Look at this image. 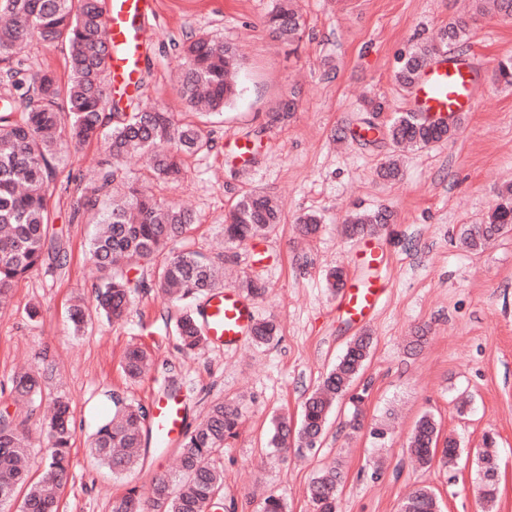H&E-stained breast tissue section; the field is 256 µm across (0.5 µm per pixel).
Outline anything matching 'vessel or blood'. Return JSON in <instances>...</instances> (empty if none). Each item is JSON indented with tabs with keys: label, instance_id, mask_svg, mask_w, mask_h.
<instances>
[{
	"label": "vessel or blood",
	"instance_id": "obj_1",
	"mask_svg": "<svg viewBox=\"0 0 512 512\" xmlns=\"http://www.w3.org/2000/svg\"><path fill=\"white\" fill-rule=\"evenodd\" d=\"M107 14V38L112 49V81L137 88L143 61V25L154 12V0H103ZM479 65L469 56L441 53L431 58L411 89L415 111L436 118L472 111L478 97ZM385 294L378 279H354L338 295L339 316L354 324L367 322ZM255 318L251 304L236 290L227 288L210 296L204 313L211 342L231 346L248 335ZM155 432L171 443L184 432L177 399L165 397L153 409Z\"/></svg>",
	"mask_w": 512,
	"mask_h": 512
}]
</instances>
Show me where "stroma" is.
<instances>
[{
	"label": "stroma",
	"mask_w": 512,
	"mask_h": 512,
	"mask_svg": "<svg viewBox=\"0 0 512 512\" xmlns=\"http://www.w3.org/2000/svg\"><path fill=\"white\" fill-rule=\"evenodd\" d=\"M474 2L295 0L304 26L288 46L264 26L275 0H157L155 17L145 24L136 103L194 120L177 97L178 46L187 33L232 43L242 57L239 98L203 119L212 149L186 158L178 184L153 188L197 218L170 250L211 255L224 214L239 195L261 189L277 196L282 224L238 249L234 267L263 277L268 292L254 300V309L257 318L274 320L279 334L266 346L212 343L184 356L172 328L178 309L152 289L137 294L123 323L95 316L73 333L67 320L72 297L93 300L99 284L87 259L93 227L73 216L79 198L73 178L93 171L106 152L97 142L70 150L50 201L67 259L46 262L19 281L9 306L0 309V411L29 429L32 460L47 446L41 426L50 399L61 393L72 402L60 512H111L131 487L147 492L154 476L175 470L177 446L159 447L152 434L142 466L129 476L113 475L88 451L98 423L112 410V392L149 407L171 381L181 388L185 427H194L214 400L240 408L238 435L217 457L224 469L222 502L231 512H260L270 493L287 502L288 512H313L307 486L330 466L342 475L338 512H399L419 485L433 489L441 512H512V231L478 253L460 242L464 225L484 223L499 191L512 184V86L494 78L498 61L512 57V19L487 7L474 11ZM461 16L469 19L465 52L479 54L483 64L477 105L459 115L454 137L422 149L396 147L384 136L368 144L355 139L364 98L384 102L382 126L412 110L407 90L395 80L401 56ZM291 97L294 112L272 121L274 108ZM238 139L248 141L247 155L236 150ZM390 158L398 159L402 175L387 182L376 170ZM378 207L393 211L394 222L373 239L383 262L372 270L358 253L360 241L340 229L351 211ZM310 210L322 214L324 224L303 241L295 219ZM334 266L347 278L375 275L387 286L364 327L337 317V297L325 279ZM362 330L373 338L370 360L353 387L363 393L362 403L337 402L313 451L269 448L273 418H299L308 393ZM132 344L154 360L152 371L136 381L122 370ZM43 355L54 367L53 380L41 397L17 404L14 375ZM426 412L441 433L460 441L456 464L417 469L408 461L403 444ZM355 415L362 423L356 432L349 427ZM381 423L390 430L383 443L370 435ZM488 433L497 440L499 463L498 498L489 511L474 473Z\"/></svg>",
	"instance_id": "35a3bbf8"
}]
</instances>
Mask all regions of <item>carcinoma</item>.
Masks as SVG:
<instances>
[{"instance_id":"carcinoma-1","label":"carcinoma","mask_w":512,"mask_h":512,"mask_svg":"<svg viewBox=\"0 0 512 512\" xmlns=\"http://www.w3.org/2000/svg\"><path fill=\"white\" fill-rule=\"evenodd\" d=\"M0 11L11 17L0 29V82L10 84L9 98L0 108V302L9 299L14 286L37 270L45 260L61 261L62 249L52 232L50 200L55 190L57 166L72 144L102 139L108 144L111 161L102 164L95 182L80 196L81 214L101 225L88 244L89 259L100 273L95 312L120 321L133 296L147 287L145 279L130 276L132 267L150 262L169 245L183 238L195 218L191 211L176 207L146 192L137 180L118 176V163L126 156L146 158L145 178L159 183L174 182L183 172V157L212 148L210 134L199 124L181 122L164 108H132L122 111L109 103L105 80L110 75L111 48L106 39L102 0H0ZM468 23H448L439 41L406 53L396 71V81L410 87L426 56L444 48L464 44ZM276 38L291 42L302 20L289 0H279L266 20ZM60 49L66 55L69 75L65 84L48 72L29 83L15 79L22 60L17 47L32 39ZM240 63L233 46L206 33L186 37L178 64V95L191 111L220 113L238 95L233 76ZM366 111L372 117L361 120L360 136L376 131L373 117L383 104L371 101ZM455 124L432 126L419 112H405L388 125L386 135L397 146L417 148L446 142ZM387 209L358 211L347 216L344 234L353 238L373 235L391 223ZM281 224V211L274 196L264 191L243 193L224 217V244L230 250L254 238L274 232ZM297 229L314 235L321 217L304 213L297 217ZM512 224V185L500 193V201L484 224H470L462 231L463 244L472 251L484 249ZM221 266L213 259L191 250L169 256L161 264L152 287L171 301L184 304L175 324L180 347L193 353L204 342L202 323L189 303L220 284ZM251 297L266 293L258 276L239 285ZM81 301L69 308L68 319L79 330L91 319ZM276 325L258 320L251 329L252 340L266 344L274 339ZM372 347L371 336L353 337L336 365L305 399L298 425L287 418L275 419L269 447L311 451L317 447L327 417L335 402L350 394L364 370ZM149 354L140 346L130 347L123 371L130 379L141 377L149 365ZM51 378L49 368H37L13 379L11 392L20 397L42 394ZM148 409L140 403L112 395V416L98 426L90 443V454L100 464L123 476L140 463ZM239 408L217 402L205 417L183 435L179 470L173 475L152 478L148 495L132 488L112 504V512H209L224 489V470L216 455L224 443L237 435ZM71 448L70 402L53 401L47 426V452L41 458V479L29 483V442L27 431L9 413H0V507L14 501L17 489L28 486L20 512H58V493L66 484ZM409 456L421 468L435 459L455 463L460 446L451 436L440 439L435 417L423 414L407 437ZM498 466L496 439L487 434L477 452L476 479L481 499L496 500L497 482L488 479V469ZM341 473L329 467L309 485L315 512H336ZM401 512H440L436 494L428 486L415 488L401 505Z\"/></svg>"}]
</instances>
